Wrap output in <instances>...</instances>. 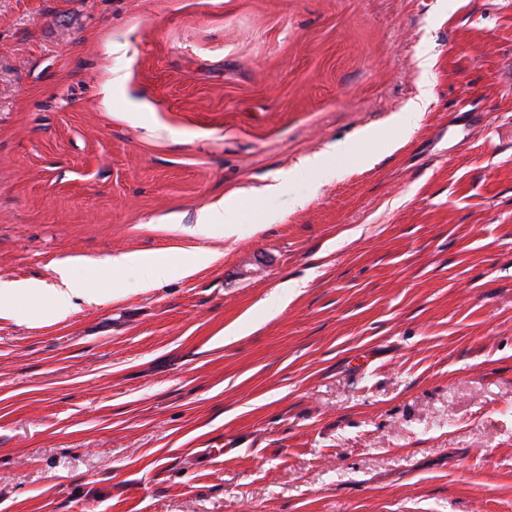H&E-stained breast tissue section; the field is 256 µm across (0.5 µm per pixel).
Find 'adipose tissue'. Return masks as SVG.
Masks as SVG:
<instances>
[{
	"label": "adipose tissue",
	"mask_w": 512,
	"mask_h": 512,
	"mask_svg": "<svg viewBox=\"0 0 512 512\" xmlns=\"http://www.w3.org/2000/svg\"><path fill=\"white\" fill-rule=\"evenodd\" d=\"M212 256L208 251L195 252L187 261L176 263L168 259L154 257L145 253L124 254L113 258L112 266L146 270L150 284H160L175 274H189L195 267L210 263ZM59 285L44 290L35 286H22L13 282H0V315L10 316L20 311L26 301L47 298L45 314L51 318L67 315L76 301L86 303L100 302V295L87 286L86 277L80 276L77 266L69 260L60 261L57 266Z\"/></svg>",
	"instance_id": "1"
}]
</instances>
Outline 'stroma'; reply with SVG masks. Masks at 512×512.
<instances>
[{
  "mask_svg": "<svg viewBox=\"0 0 512 512\" xmlns=\"http://www.w3.org/2000/svg\"><path fill=\"white\" fill-rule=\"evenodd\" d=\"M198 248L0 318V512H512V0H0V280ZM237 206V198L231 194L201 209L195 223L204 224L224 232V235L235 234L236 224L231 220V213ZM211 253L206 250L195 252L187 261L176 263L168 259L150 256L145 253L124 254L114 257L111 267L144 269L148 273V285L160 284L169 280L177 273L189 274L195 267L212 261ZM57 273L60 284L48 290V304L44 308L45 314L50 318H59L67 315L76 305L75 300L86 303H99L100 295L87 288L86 275L80 276L77 265L69 260L58 263Z\"/></svg>",
  "mask_w": 512,
  "mask_h": 512,
  "instance_id": "obj_1",
  "label": "stroma"
}]
</instances>
